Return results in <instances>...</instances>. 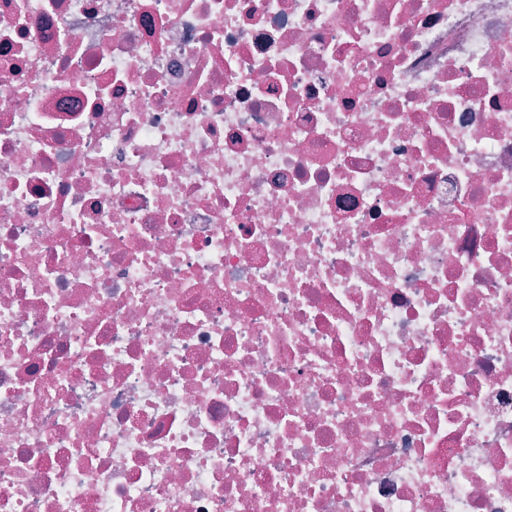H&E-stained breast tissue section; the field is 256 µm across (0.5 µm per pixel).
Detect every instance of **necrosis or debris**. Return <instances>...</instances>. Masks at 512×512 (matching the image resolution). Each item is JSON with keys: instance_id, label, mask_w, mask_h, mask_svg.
Segmentation results:
<instances>
[{"instance_id": "necrosis-or-debris-1", "label": "necrosis or debris", "mask_w": 512, "mask_h": 512, "mask_svg": "<svg viewBox=\"0 0 512 512\" xmlns=\"http://www.w3.org/2000/svg\"><path fill=\"white\" fill-rule=\"evenodd\" d=\"M0 512H512V0H0Z\"/></svg>"}]
</instances>
